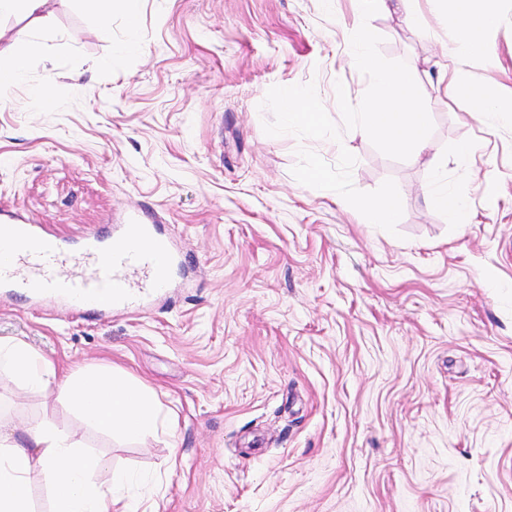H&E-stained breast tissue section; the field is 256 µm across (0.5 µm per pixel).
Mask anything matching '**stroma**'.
<instances>
[{"label": "stroma", "mask_w": 512, "mask_h": 512, "mask_svg": "<svg viewBox=\"0 0 512 512\" xmlns=\"http://www.w3.org/2000/svg\"><path fill=\"white\" fill-rule=\"evenodd\" d=\"M416 6L410 27L358 0H141L106 39L85 0H47L45 28L0 15V61L40 46L0 84V209L65 238L147 212L186 260L149 307L105 316L0 292V342L145 385L153 433L90 429L56 383L4 371L0 429L52 420L106 462L98 481L133 473L148 512H512V117L436 105L418 157L355 129L373 81L353 27L437 95L464 29ZM496 13L491 55L460 67L512 88V0ZM291 95L327 113L319 134ZM436 155L455 222L427 203ZM379 197L396 220L362 223ZM284 106L310 133H316L326 124L325 115L321 112L314 111L302 100L287 99Z\"/></svg>", "instance_id": "1"}]
</instances>
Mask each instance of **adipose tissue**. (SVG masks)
Wrapping results in <instances>:
<instances>
[{
    "mask_svg": "<svg viewBox=\"0 0 512 512\" xmlns=\"http://www.w3.org/2000/svg\"><path fill=\"white\" fill-rule=\"evenodd\" d=\"M486 0H442L466 28V52L486 55L489 44L484 29L496 21ZM457 48L448 49L439 82L445 98L464 102L483 114L512 112V93L477 86L469 82L456 66ZM372 97L360 102L357 114L359 132L378 135L394 150L405 148L421 153L429 150L427 128L432 102L415 92V75L408 69L375 70ZM20 378L32 391L57 381L67 405L97 428L119 429L129 440H136L156 429L159 411L154 398L141 385L120 376L88 368L71 376H58L54 366L35 355L20 342L0 343V370ZM98 466L70 437L53 425L29 432L26 443L0 431V512H33L30 503V475L40 470L51 490L49 512H139L127 495L128 477L113 472L108 485L93 481Z\"/></svg>",
    "mask_w": 512,
    "mask_h": 512,
    "instance_id": "obj_1",
    "label": "adipose tissue"
}]
</instances>
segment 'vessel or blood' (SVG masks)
Listing matches in <instances>:
<instances>
[{
    "mask_svg": "<svg viewBox=\"0 0 512 512\" xmlns=\"http://www.w3.org/2000/svg\"><path fill=\"white\" fill-rule=\"evenodd\" d=\"M179 263L172 243L137 215L116 232L93 231L68 247L46 225L0 210V286L22 288L74 310L127 309L136 298L131 273H141L144 290L166 288Z\"/></svg>",
    "mask_w": 512,
    "mask_h": 512,
    "instance_id": "1",
    "label": "vessel or blood"
}]
</instances>
